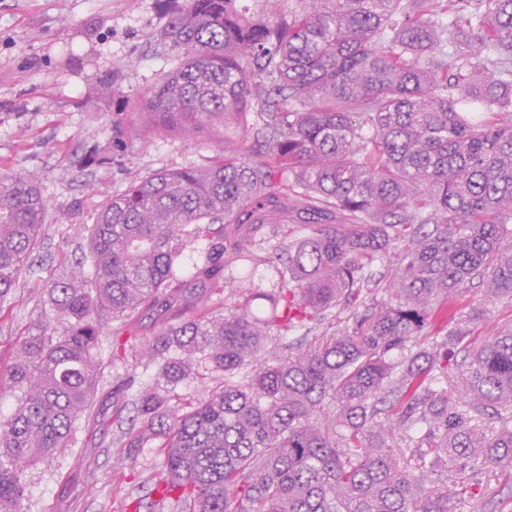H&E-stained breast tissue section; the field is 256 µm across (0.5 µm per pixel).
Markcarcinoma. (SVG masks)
<instances>
[{"instance_id":"cac0c4a2","label":"carcinoma","mask_w":512,"mask_h":512,"mask_svg":"<svg viewBox=\"0 0 512 512\" xmlns=\"http://www.w3.org/2000/svg\"><path fill=\"white\" fill-rule=\"evenodd\" d=\"M263 2L186 0L160 34L178 66L133 103L138 123L112 121V152L90 154L217 141L103 198L89 267L45 284L63 330L22 337L0 373L21 392L0 421V512H20L25 471L92 415L101 319L135 309L179 319L146 341L157 379L132 397L119 455L158 444L155 491L181 512H448V492H428L442 469H512V330L461 362L463 322L424 346L474 279L512 299V0ZM242 128L245 152L228 137ZM48 218L35 177L0 183V298ZM203 237L205 256L183 261ZM378 263L391 280L366 300ZM322 325L265 354L270 330ZM197 378L212 386L176 392ZM489 415L491 441L476 425ZM410 433L414 473L389 445Z\"/></svg>"}]
</instances>
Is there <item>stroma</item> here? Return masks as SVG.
<instances>
[{"mask_svg":"<svg viewBox=\"0 0 512 512\" xmlns=\"http://www.w3.org/2000/svg\"><path fill=\"white\" fill-rule=\"evenodd\" d=\"M185 0H0V178L36 175L51 212L66 213L65 224H44L40 243L17 276V286L0 298V371L11 362L15 342L48 327L50 307L39 286L50 274L88 259L79 225L93 224L104 196L135 177L203 162L212 142L175 136L133 142L117 161L101 166L81 162L90 147L112 148V121L133 123L136 98L174 69L178 60L156 41ZM484 284L473 283L453 303L456 317L469 318V350H478L498 330L512 325V300L486 304ZM118 327L102 325L98 353L106 365L96 403L102 422L80 419L71 448L26 472L22 512H176L157 502L152 481L165 460L158 448L139 449L135 463H118L112 441L114 377L134 386L152 383L155 369L131 358L113 360ZM436 488L461 490L451 512H512V477L475 466L467 478L442 471Z\"/></svg>","mask_w":512,"mask_h":512,"instance_id":"obj_1","label":"stroma"}]
</instances>
